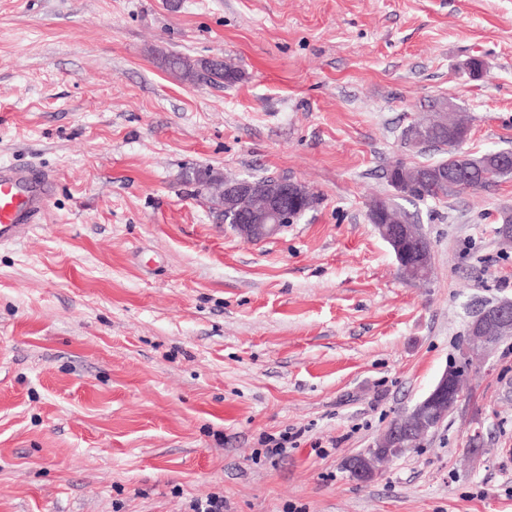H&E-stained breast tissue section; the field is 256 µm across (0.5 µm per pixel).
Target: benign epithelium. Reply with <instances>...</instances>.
Listing matches in <instances>:
<instances>
[{
  "label": "benign epithelium",
  "instance_id": "7a95c632",
  "mask_svg": "<svg viewBox=\"0 0 512 512\" xmlns=\"http://www.w3.org/2000/svg\"><path fill=\"white\" fill-rule=\"evenodd\" d=\"M306 197L300 183L284 181L271 186L262 213V223H251V217L242 210H235L240 224L238 232L251 242H258L276 235L288 224L298 219L302 210H291L289 204ZM391 213V205L378 200L371 205L370 216L381 238L392 250L402 273L410 280L420 278L428 268L430 253L424 236L413 225L382 222ZM512 335V301L504 300L483 310L473 319L465 341L469 362H482L494 351L491 335ZM461 369L446 368L431 390L412 409L401 415L376 441L375 450L361 454L348 462L352 478L359 482L373 479L385 461L393 459L407 440H416L437 428L457 406L461 398L458 379Z\"/></svg>",
  "mask_w": 512,
  "mask_h": 512
}]
</instances>
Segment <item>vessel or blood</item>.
Masks as SVG:
<instances>
[{"label": "vessel or blood", "instance_id": "vessel-or-blood-1", "mask_svg": "<svg viewBox=\"0 0 512 512\" xmlns=\"http://www.w3.org/2000/svg\"><path fill=\"white\" fill-rule=\"evenodd\" d=\"M52 174L0 165V245L19 241L38 223L46 209Z\"/></svg>", "mask_w": 512, "mask_h": 512}]
</instances>
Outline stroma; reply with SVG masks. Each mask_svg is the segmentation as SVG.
<instances>
[{
  "label": "stroma",
  "mask_w": 512,
  "mask_h": 512,
  "mask_svg": "<svg viewBox=\"0 0 512 512\" xmlns=\"http://www.w3.org/2000/svg\"><path fill=\"white\" fill-rule=\"evenodd\" d=\"M173 53L240 78L190 82ZM448 98L464 150L512 149V0H0V164L54 177L0 246V512H512V337L416 448L365 483L345 467L512 300V175L413 202L388 182L442 159L402 133ZM198 167L319 203L251 243ZM379 197L429 240L428 280ZM370 207L372 223L392 250L402 273L410 280H419L420 272L430 264L425 237L418 234L415 225H408L412 224L408 217L394 206V216L403 224H392L388 219L382 223V218L391 213V205L386 200L380 199Z\"/></svg>",
  "instance_id": "stroma-1"
}]
</instances>
